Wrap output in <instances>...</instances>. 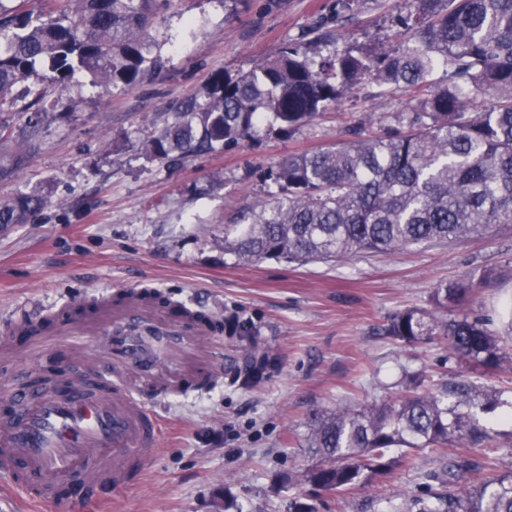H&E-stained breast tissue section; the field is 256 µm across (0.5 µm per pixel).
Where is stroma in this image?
<instances>
[{
	"label": "stroma",
	"mask_w": 512,
	"mask_h": 512,
	"mask_svg": "<svg viewBox=\"0 0 512 512\" xmlns=\"http://www.w3.org/2000/svg\"><path fill=\"white\" fill-rule=\"evenodd\" d=\"M335 0H172L150 31L164 65L128 92L106 84L46 98L28 162L0 181V198L47 199L28 223L0 231V343L12 376L35 370L52 383L72 368L51 341L11 342L8 328L37 323L46 310L70 315L104 296L149 289L197 310L233 312L245 337H224L234 354L250 342L276 364L250 387L216 388L162 399L160 448L138 486L114 512H288L295 497L317 512H390L431 466L402 467L368 488L337 495L291 487L283 475L312 463L308 416L317 408L396 395L404 371L433 388L469 365L448 361L442 339L405 348L385 328L408 308L431 309L443 281L490 272L463 312L497 318L512 298V229L452 245L369 254L340 263L267 260L243 266L224 252V226L262 195V173L291 152L342 140L345 128L371 118V131L406 98L364 83L341 105L290 136L276 133L221 151L162 163L142 138L185 97L201 93L211 73L250 69L283 41L330 17ZM409 0H361L338 31L350 43H383ZM508 403L489 414L497 434L493 471L512 468V374L482 376Z\"/></svg>",
	"instance_id": "35a3bbf8"
}]
</instances>
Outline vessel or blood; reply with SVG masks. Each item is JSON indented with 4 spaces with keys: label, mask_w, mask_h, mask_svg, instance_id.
Listing matches in <instances>:
<instances>
[{
    "label": "vessel or blood",
    "mask_w": 512,
    "mask_h": 512,
    "mask_svg": "<svg viewBox=\"0 0 512 512\" xmlns=\"http://www.w3.org/2000/svg\"><path fill=\"white\" fill-rule=\"evenodd\" d=\"M153 311L136 293L113 311H97V318L111 316L119 325L106 338L116 362L110 372L66 375L43 387L8 385V415L0 419L1 474L22 476L58 512L107 503L140 480L163 430L156 399L218 384L241 368L239 358L219 344L199 367L176 376L138 370L142 346L135 329ZM168 329L176 348L209 333L179 315L170 316Z\"/></svg>",
    "instance_id": "1"
}]
</instances>
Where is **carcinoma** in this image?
Listing matches in <instances>:
<instances>
[{
	"label": "carcinoma",
	"mask_w": 512,
	"mask_h": 512,
	"mask_svg": "<svg viewBox=\"0 0 512 512\" xmlns=\"http://www.w3.org/2000/svg\"><path fill=\"white\" fill-rule=\"evenodd\" d=\"M0 0V113L29 118L0 180L26 163L46 86L67 90L107 83L127 92L162 68L147 40L157 0ZM394 41L377 49L339 45L327 21L283 42L247 71L211 74L202 93L182 101L142 141L165 161L224 150L268 130L292 135L369 80L410 96L411 110L390 115L378 132L358 123L330 147L291 153L262 175L266 197L224 225V252L244 263L339 262L433 243L484 238L512 224V0H412ZM443 78H436L437 72ZM37 81H31V78ZM46 206L38 196L0 199V229L26 224ZM489 274L434 289L437 316L418 308L395 314L386 334L415 346L446 341L448 361L484 373H512V354L478 316L456 311ZM241 335L237 317L182 310ZM406 394L308 417L307 445L317 462L303 481L317 490H362L425 448L435 453L418 494L392 512H512V470L480 481L495 441L480 415L501 394L465 381L440 389L406 374Z\"/></svg>",
	"instance_id": "cac0c4a2"
}]
</instances>
